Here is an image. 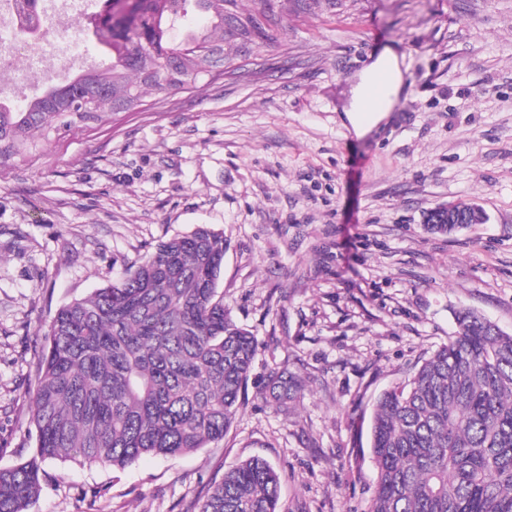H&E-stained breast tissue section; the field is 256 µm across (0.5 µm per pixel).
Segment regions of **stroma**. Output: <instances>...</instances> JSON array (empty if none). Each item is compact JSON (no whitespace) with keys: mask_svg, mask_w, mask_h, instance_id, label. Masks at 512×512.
<instances>
[{"mask_svg":"<svg viewBox=\"0 0 512 512\" xmlns=\"http://www.w3.org/2000/svg\"><path fill=\"white\" fill-rule=\"evenodd\" d=\"M282 17L223 78L0 162V467L35 451L57 309L160 240L223 232L218 291L258 343L223 440L122 470L45 461L30 512H195L254 456L280 477L278 512H367L379 395L447 343L455 310L512 333V0H287ZM387 46L407 92L358 138L337 110ZM461 199L486 223L424 231ZM283 365L309 382L280 411L262 390Z\"/></svg>","mask_w":512,"mask_h":512,"instance_id":"obj_1","label":"stroma"}]
</instances>
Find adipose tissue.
Listing matches in <instances>:
<instances>
[{"label": "adipose tissue", "instance_id": "adipose-tissue-1", "mask_svg": "<svg viewBox=\"0 0 512 512\" xmlns=\"http://www.w3.org/2000/svg\"><path fill=\"white\" fill-rule=\"evenodd\" d=\"M399 56L384 48L359 74L341 109V119L355 136L361 137L384 122L402 90Z\"/></svg>", "mask_w": 512, "mask_h": 512}]
</instances>
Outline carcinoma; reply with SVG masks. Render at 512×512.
Returning <instances> with one entry per match:
<instances>
[{
	"instance_id": "cac0c4a2",
	"label": "carcinoma",
	"mask_w": 512,
	"mask_h": 512,
	"mask_svg": "<svg viewBox=\"0 0 512 512\" xmlns=\"http://www.w3.org/2000/svg\"><path fill=\"white\" fill-rule=\"evenodd\" d=\"M240 17L238 0H135L112 29L80 31L105 62L48 85L24 103L0 100V159L98 112H135L223 74L224 61L260 44L279 3ZM206 17L187 26L189 12ZM223 234L205 224L157 244L115 282L61 306L47 332L27 461L0 467V512H28L48 459L124 469L144 455L177 456L224 435L243 404L256 355L218 294ZM404 382L377 400L371 426L374 492L368 512H512V334L472 310ZM306 378L269 374L265 397L284 407ZM279 480L249 458L206 491L199 512H278Z\"/></svg>"
}]
</instances>
